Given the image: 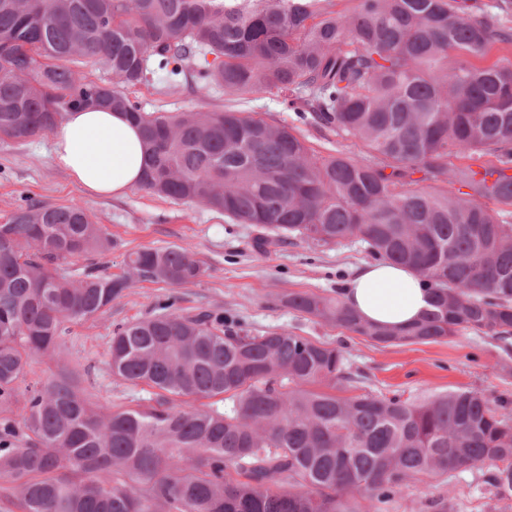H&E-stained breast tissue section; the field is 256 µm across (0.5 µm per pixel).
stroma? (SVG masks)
Segmentation results:
<instances>
[{
    "label": "stroma",
    "instance_id": "35a3bbf8",
    "mask_svg": "<svg viewBox=\"0 0 512 512\" xmlns=\"http://www.w3.org/2000/svg\"><path fill=\"white\" fill-rule=\"evenodd\" d=\"M128 95L148 112H208L225 105L220 91L173 88L158 74L148 84L129 89ZM241 108L298 127L319 155L338 151L358 158L366 155L353 139L301 124L279 97L263 94ZM49 146L46 137L23 143L0 140V223L25 196L55 205L76 204L111 235L112 250L105 256L111 273L125 271L129 253L169 244L189 247L204 266L197 281L176 289L162 283H135L106 313L71 324L66 347L78 357L83 385L93 401L126 407L139 397V390L112 375V327L150 316L172 296L178 299V309L206 306L239 318L255 334L287 329L313 340H344L350 364L362 375L359 391L375 396L423 399L470 389L490 399L512 397V350L503 351L495 339L465 330L445 343L382 347L288 308L284 302L288 293L332 295L343 289L354 272L372 260L360 242L349 239L315 250L297 240L265 249L258 245L261 229L234 223L200 204L163 199L140 188L117 199L94 198L50 163ZM449 491L455 496L456 512H512V501H497L478 469L461 473L448 485L430 479L415 482L396 497L389 512H426L427 499Z\"/></svg>",
    "mask_w": 512,
    "mask_h": 512
}]
</instances>
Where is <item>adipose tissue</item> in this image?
Returning a JSON list of instances; mask_svg holds the SVG:
<instances>
[{
    "label": "adipose tissue",
    "mask_w": 512,
    "mask_h": 512,
    "mask_svg": "<svg viewBox=\"0 0 512 512\" xmlns=\"http://www.w3.org/2000/svg\"><path fill=\"white\" fill-rule=\"evenodd\" d=\"M49 160L88 195L120 198L140 186L147 154L140 129L128 114L78 107L65 112L54 127ZM430 299L416 274L390 261L362 265L343 294L362 320L397 329L416 323Z\"/></svg>",
    "instance_id": "1"
}]
</instances>
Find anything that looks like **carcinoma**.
<instances>
[{"label":"carcinoma","mask_w":512,"mask_h":512,"mask_svg":"<svg viewBox=\"0 0 512 512\" xmlns=\"http://www.w3.org/2000/svg\"><path fill=\"white\" fill-rule=\"evenodd\" d=\"M0 0V139L51 132L64 112H127L148 152L141 188L202 204L314 249L345 239L416 275L433 308L405 330L363 322L341 298L288 308L377 344L512 336V0ZM92 63L119 78L79 75ZM165 72L229 104L145 112L125 89ZM288 107L349 137L364 161L320 156L300 132L236 103ZM496 159L491 190L472 165ZM460 184L450 191L442 184ZM423 182L433 183L424 190ZM467 191H462V188ZM502 205L489 208L484 200ZM112 238L78 205L25 196L0 224V496L3 512H383L412 480L487 468L512 498V402L469 390L425 399L347 396L340 346L289 330L253 335L210 311L114 325L112 376L152 389L130 408L92 401L65 349L68 324L139 281L203 274L188 247H146L112 276L89 260ZM35 357L56 375L21 387Z\"/></svg>","instance_id":"carcinoma-1"}]
</instances>
